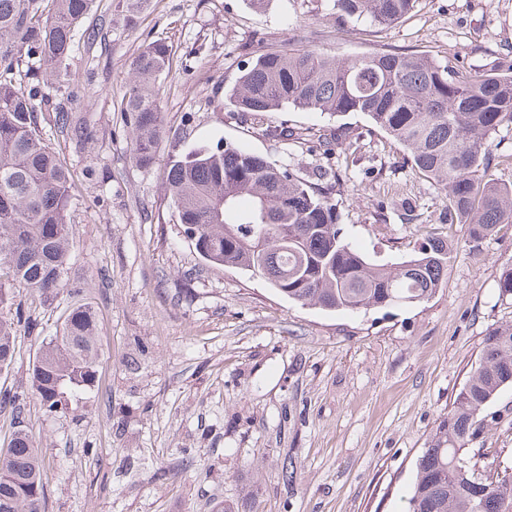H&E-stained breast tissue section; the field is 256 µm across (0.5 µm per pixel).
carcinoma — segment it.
I'll list each match as a JSON object with an SVG mask.
<instances>
[{"mask_svg": "<svg viewBox=\"0 0 512 512\" xmlns=\"http://www.w3.org/2000/svg\"><path fill=\"white\" fill-rule=\"evenodd\" d=\"M93 0H0V371L10 367L18 330L36 320L4 274L44 299L67 293L72 303L61 330L42 341L31 369V387L45 411L95 386L101 353L97 312L83 303V289L67 271L74 230L67 221L72 174L40 128L44 102L69 94L61 66L73 48L75 29ZM151 0H118L129 27ZM415 0H333L340 19L389 25ZM171 49L146 45L133 63L124 97L132 151L141 166L153 163L161 142V112L153 91L169 71ZM34 82L23 86L17 76ZM240 112L288 108L331 115L361 113L403 149L404 163L442 187L448 221L466 225L479 244L499 224H512V183L489 174L487 142L512 123V61L482 76L455 71L415 53L383 50L339 59L285 44L260 47L229 93ZM54 125L75 148L89 141L86 116L62 109ZM329 173L314 186L291 168L231 144L194 149L171 161L170 208L205 261L245 271L259 269L289 300L326 311L359 313L406 307L441 288L451 245L434 239L408 259L371 263L351 248L338 227ZM295 241L284 249L285 239ZM512 386V325L489 331L478 363L416 461L406 512H512V478L481 474L464 458L479 412ZM0 448V512H43L42 454L22 421Z\"/></svg>", "mask_w": 512, "mask_h": 512, "instance_id": "cac0c4a2", "label": "carcinoma"}]
</instances>
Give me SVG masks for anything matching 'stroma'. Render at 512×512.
<instances>
[{"instance_id": "35a3bbf8", "label": "stroma", "mask_w": 512, "mask_h": 512, "mask_svg": "<svg viewBox=\"0 0 512 512\" xmlns=\"http://www.w3.org/2000/svg\"><path fill=\"white\" fill-rule=\"evenodd\" d=\"M172 48L156 82L164 135L136 164L122 99L143 45ZM286 43L346 57L384 49L425 54L484 75L512 59V0H418L391 25L338 21L331 0H152L136 27L116 0H94L63 72L91 139L75 150L43 124L75 186L68 277L98 315V383L46 413L29 368L71 300L17 299L37 326L19 334L0 390L27 397L24 420L44 456L45 512H404L415 463L477 363L486 334L512 324L498 278L512 265V224L472 245L443 219L438 187L360 113L243 114L226 91L245 46ZM288 126L305 141L276 147ZM357 149L366 179L334 192L346 242L375 263L452 240L447 284L431 299L358 314L288 301L250 272L206 264L166 202L171 158L231 143L312 178L327 164L320 134ZM464 454L512 477V386L481 413Z\"/></svg>"}]
</instances>
